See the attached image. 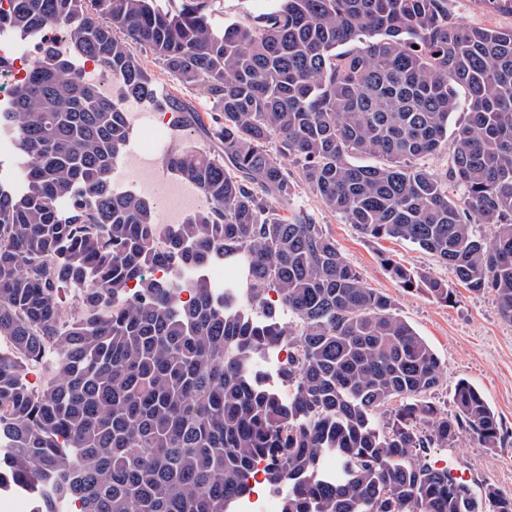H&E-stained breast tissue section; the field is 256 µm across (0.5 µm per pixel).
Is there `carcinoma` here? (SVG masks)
I'll return each mask as SVG.
<instances>
[{
	"mask_svg": "<svg viewBox=\"0 0 512 512\" xmlns=\"http://www.w3.org/2000/svg\"><path fill=\"white\" fill-rule=\"evenodd\" d=\"M208 7L10 0L0 12L21 38L67 33L127 98L208 141L166 157L206 205L165 230L150 202L113 188L129 138L117 100L49 45L13 90L0 130L28 166L23 193L0 185V338L13 346L0 353V491L27 496L32 512H233L263 460L264 480L288 485L284 512H512V495L487 485L477 497L422 462L464 433L501 444L481 393L459 382L455 413L441 415L428 401L441 366L430 345L322 225L282 214L291 162L326 209L431 253L512 322V29L461 24L448 0H277L221 28ZM131 43L211 113L160 95ZM460 88L452 197L415 159L448 142ZM218 257L244 264L245 299L198 279L183 301L176 280L153 276ZM389 268L448 300L442 281ZM283 342L286 396L256 367ZM47 355L51 377L34 390L25 370Z\"/></svg>",
	"mask_w": 512,
	"mask_h": 512,
	"instance_id": "cac0c4a2",
	"label": "carcinoma"
}]
</instances>
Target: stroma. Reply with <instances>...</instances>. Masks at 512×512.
<instances>
[{
	"mask_svg": "<svg viewBox=\"0 0 512 512\" xmlns=\"http://www.w3.org/2000/svg\"><path fill=\"white\" fill-rule=\"evenodd\" d=\"M273 5L274 0H210L211 18L218 26L244 24ZM448 8L452 17L463 23L512 29L511 13L491 10L480 0H449ZM137 108L146 119L133 140L143 149L171 141L201 143L198 132L177 127L175 121L158 125V112L150 103L140 102ZM288 207L305 211L322 224L363 282L390 296L395 313L434 350L442 374L429 400L439 412L453 413L454 389L463 379L480 389L495 412L504 434L499 448H482L465 435L452 448L429 449L427 463L438 465L455 458L471 472L473 492L491 484L512 494V323L500 317L494 293L469 291L447 266L407 241L361 234L342 216L326 209L302 180H295ZM390 260L447 283L451 298L444 301L423 288L401 287L387 269Z\"/></svg>",
	"mask_w": 512,
	"mask_h": 512,
	"instance_id": "35a3bbf8",
	"label": "stroma"
}]
</instances>
